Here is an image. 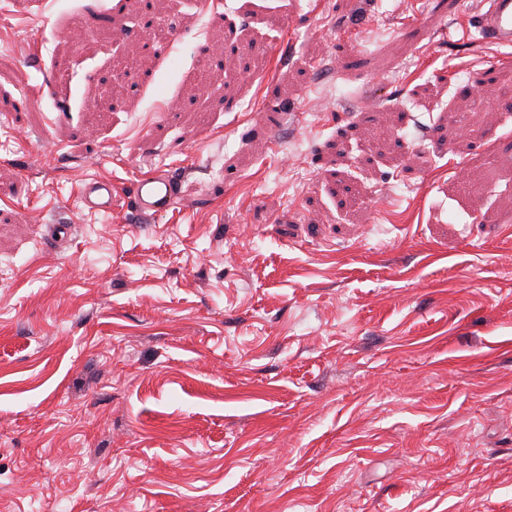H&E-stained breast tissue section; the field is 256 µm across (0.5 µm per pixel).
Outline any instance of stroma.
<instances>
[{
    "mask_svg": "<svg viewBox=\"0 0 512 512\" xmlns=\"http://www.w3.org/2000/svg\"><path fill=\"white\" fill-rule=\"evenodd\" d=\"M152 3L0 0V512H512L480 0ZM131 198L137 213L145 217L158 216L180 200L179 183L167 175L137 179L132 186ZM112 181H84L79 189L80 203L91 211L109 212L112 209Z\"/></svg>",
    "mask_w": 512,
    "mask_h": 512,
    "instance_id": "35a3bbf8",
    "label": "stroma"
}]
</instances>
